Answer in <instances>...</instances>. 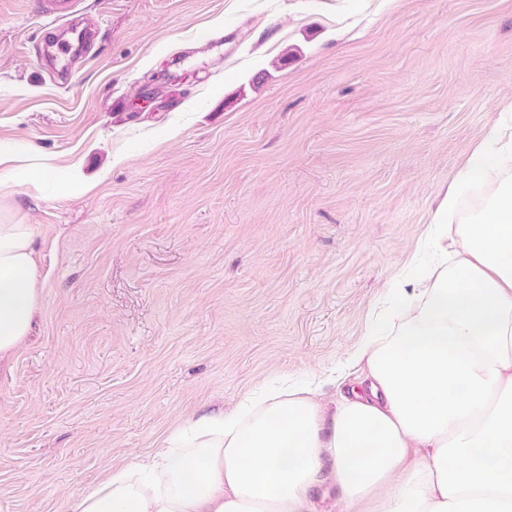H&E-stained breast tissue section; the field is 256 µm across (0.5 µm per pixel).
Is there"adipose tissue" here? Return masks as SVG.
Wrapping results in <instances>:
<instances>
[{
	"instance_id": "ef3b65f1",
	"label": "adipose tissue",
	"mask_w": 512,
	"mask_h": 512,
	"mask_svg": "<svg viewBox=\"0 0 512 512\" xmlns=\"http://www.w3.org/2000/svg\"><path fill=\"white\" fill-rule=\"evenodd\" d=\"M437 205L426 270L394 289L349 357L368 395L327 409L271 384L188 418L148 462L80 491L72 512H314L331 480L345 512H512V101ZM481 206L454 223L466 188ZM37 227L0 219V361L41 301Z\"/></svg>"
}]
</instances>
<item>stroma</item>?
<instances>
[{"label":"stroma","mask_w":512,"mask_h":512,"mask_svg":"<svg viewBox=\"0 0 512 512\" xmlns=\"http://www.w3.org/2000/svg\"><path fill=\"white\" fill-rule=\"evenodd\" d=\"M0 0V147L48 161L33 336L0 368V512H71L179 422L277 377L325 402L512 99V0ZM178 128L170 137V128Z\"/></svg>","instance_id":"35a3bbf8"}]
</instances>
